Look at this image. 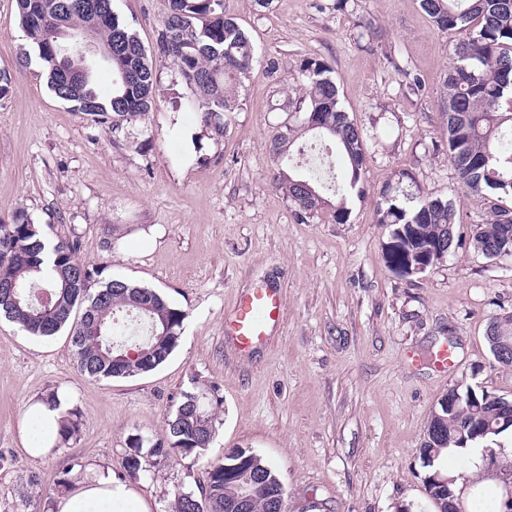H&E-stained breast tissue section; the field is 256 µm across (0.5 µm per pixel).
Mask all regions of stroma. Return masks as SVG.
Wrapping results in <instances>:
<instances>
[{"instance_id":"obj_1","label":"stroma","mask_w":512,"mask_h":512,"mask_svg":"<svg viewBox=\"0 0 512 512\" xmlns=\"http://www.w3.org/2000/svg\"><path fill=\"white\" fill-rule=\"evenodd\" d=\"M152 46L167 0H113ZM249 29L253 73L218 138L188 105L171 61L157 63L152 108L115 133L58 100L29 51L15 0H0V218L25 209L48 238L78 237L80 260L158 289L188 314L177 348L153 371L100 382L77 369L66 333L24 335L0 319V512H47L72 464L125 473L131 438L151 444L184 392L217 390L216 436L199 457L145 456L130 484L152 512L197 490L227 450H253L280 478L287 512H432L419 448L439 398L454 386L512 398V367L495 365L489 322L512 311V257L486 258L469 240L483 203L448 160L446 33L419 0H224ZM371 28L372 38L362 35ZM277 58L280 82L263 75ZM333 69L341 102L362 128L366 168L348 223L322 211L300 224L273 183L271 140L283 106L306 92L303 59ZM421 91L409 85L410 77ZM451 199L461 245L430 271L404 276L386 261L376 222L383 191ZM120 235H113V225ZM279 289L281 322L249 354L224 334L241 293ZM452 345L455 364L428 357ZM64 394L80 430L54 456L29 457L22 428L34 403ZM40 485H27L29 475Z\"/></svg>"}]
</instances>
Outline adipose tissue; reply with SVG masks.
I'll use <instances>...</instances> for the list:
<instances>
[{"mask_svg": "<svg viewBox=\"0 0 512 512\" xmlns=\"http://www.w3.org/2000/svg\"><path fill=\"white\" fill-rule=\"evenodd\" d=\"M49 512H151V505L135 488L114 480L107 468L93 465L54 497Z\"/></svg>", "mask_w": 512, "mask_h": 512, "instance_id": "adipose-tissue-1", "label": "adipose tissue"}]
</instances>
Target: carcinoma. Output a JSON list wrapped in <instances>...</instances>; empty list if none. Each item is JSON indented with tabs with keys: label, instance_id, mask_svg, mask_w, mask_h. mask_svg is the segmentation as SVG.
Instances as JSON below:
<instances>
[{
	"label": "carcinoma",
	"instance_id": "carcinoma-1",
	"mask_svg": "<svg viewBox=\"0 0 512 512\" xmlns=\"http://www.w3.org/2000/svg\"><path fill=\"white\" fill-rule=\"evenodd\" d=\"M168 10L157 31L154 51L177 66L181 81L197 102L203 126L222 136L224 115L238 107L230 83L253 70L254 45L247 32L224 14L222 0H167ZM21 26L41 61L47 83L61 101L90 116L98 125L121 132L149 112L157 75L147 50L132 27L120 18L112 0H16ZM421 10L452 37L453 62L443 78L446 90L448 160L462 187L479 196L490 219L474 232L470 244L488 258L512 256V207L502 195L512 194V0H419ZM96 22L102 41L112 44V94L101 98L82 78L87 61L78 51L82 30ZM59 27L72 38L66 53L50 36ZM306 95L289 102L285 112L300 114L272 137L275 184L292 202L302 224L328 208L337 224L348 222V200L358 189L365 168L361 130L342 109L333 70L324 61L306 58L299 67ZM317 133L331 142V155L344 169V180L330 189L331 202L319 191L317 168L305 162L297 131ZM376 223L390 228V266L402 272L427 258L444 259L459 243L453 203L442 197H406L385 190ZM76 238L49 240L41 225L23 209L0 220V315L31 336L49 337L69 330L77 367L99 381L150 372L178 346L186 311L153 288L123 278L99 279L100 269L79 261ZM460 397L453 410L438 401L419 448L428 475L442 471V451L484 443L501 448L512 443L508 411L498 409L496 395L454 387ZM218 391L209 398L185 392L167 420L166 436L152 444V456H189L209 447L216 433ZM493 427L486 437L478 428ZM79 430L72 409L58 414L60 443ZM143 440L131 439L126 459L129 475L141 469ZM253 481L246 510L237 507L240 476ZM434 512H448V497L461 495L453 484L424 479ZM284 487L272 468L248 448H233L224 462L211 466L199 493L182 492L172 512H286L269 499V490ZM474 507L465 512H501L498 492L472 491Z\"/></svg>",
	"mask_w": 512,
	"mask_h": 512
}]
</instances>
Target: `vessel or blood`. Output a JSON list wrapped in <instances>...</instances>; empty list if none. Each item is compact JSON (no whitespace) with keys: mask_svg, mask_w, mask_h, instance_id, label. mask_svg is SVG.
Instances as JSON below:
<instances>
[{"mask_svg":"<svg viewBox=\"0 0 512 512\" xmlns=\"http://www.w3.org/2000/svg\"><path fill=\"white\" fill-rule=\"evenodd\" d=\"M284 306L280 292L261 288L244 292L224 321V332L239 352L248 353L260 346L277 328Z\"/></svg>","mask_w":512,"mask_h":512,"instance_id":"1","label":"vessel or blood"}]
</instances>
